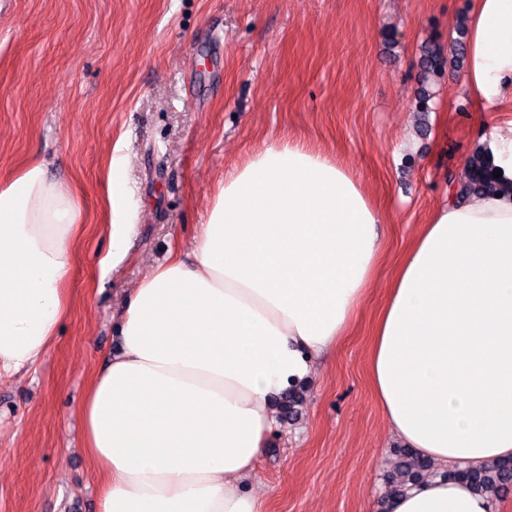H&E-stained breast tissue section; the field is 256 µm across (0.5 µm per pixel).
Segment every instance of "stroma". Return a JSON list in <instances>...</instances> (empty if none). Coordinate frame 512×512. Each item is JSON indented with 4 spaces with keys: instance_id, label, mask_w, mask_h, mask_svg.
Returning <instances> with one entry per match:
<instances>
[{
    "instance_id": "obj_1",
    "label": "stroma",
    "mask_w": 512,
    "mask_h": 512,
    "mask_svg": "<svg viewBox=\"0 0 512 512\" xmlns=\"http://www.w3.org/2000/svg\"><path fill=\"white\" fill-rule=\"evenodd\" d=\"M467 0H0V184L31 159L80 197L70 313L36 370L0 380V512H97L79 450L87 385L116 347L131 288L189 249L224 175L267 144L303 141L347 166L383 210L392 268L496 113L447 67L414 110L419 46L455 37ZM428 130H421V123ZM139 204L131 247L103 268L113 157ZM380 276L252 484L265 512H369L398 442L372 392Z\"/></svg>"
}]
</instances>
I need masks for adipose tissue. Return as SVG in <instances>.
<instances>
[{
	"mask_svg": "<svg viewBox=\"0 0 512 512\" xmlns=\"http://www.w3.org/2000/svg\"><path fill=\"white\" fill-rule=\"evenodd\" d=\"M463 88L501 113L479 149L498 190L449 193L390 276L370 381L391 435L435 467L372 512H498L448 477L512 458V0H470ZM112 262L138 207L108 187ZM382 214L344 165L299 141L225 175L185 252L128 294L117 347L79 410L99 512H264L256 463L275 400L311 380L380 274ZM78 195L28 162L0 187V379L30 370L70 308Z\"/></svg>",
	"mask_w": 512,
	"mask_h": 512,
	"instance_id": "ef3b65f1",
	"label": "adipose tissue"
}]
</instances>
